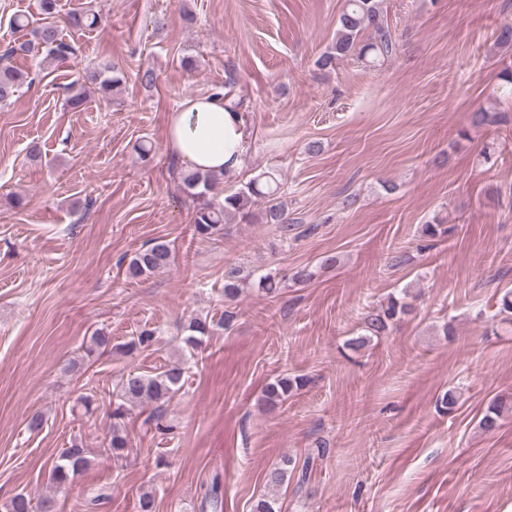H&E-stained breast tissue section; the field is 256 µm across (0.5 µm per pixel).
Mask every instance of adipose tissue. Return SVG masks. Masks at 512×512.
<instances>
[{"instance_id":"adipose-tissue-1","label":"adipose tissue","mask_w":512,"mask_h":512,"mask_svg":"<svg viewBox=\"0 0 512 512\" xmlns=\"http://www.w3.org/2000/svg\"><path fill=\"white\" fill-rule=\"evenodd\" d=\"M245 142L241 113L225 109L223 97L216 94L185 98L167 120L166 148L190 171L237 174Z\"/></svg>"}]
</instances>
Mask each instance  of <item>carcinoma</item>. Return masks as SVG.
I'll use <instances>...</instances> for the list:
<instances>
[{
  "instance_id": "obj_1",
  "label": "carcinoma",
  "mask_w": 512,
  "mask_h": 512,
  "mask_svg": "<svg viewBox=\"0 0 512 512\" xmlns=\"http://www.w3.org/2000/svg\"><path fill=\"white\" fill-rule=\"evenodd\" d=\"M59 0H36L38 19L30 13H17L10 20L11 27L26 30L36 22L35 40H27L10 52L21 51L34 57L43 55L51 60H65L73 54L74 47L65 41L59 32L55 18L58 13ZM69 24L77 30L92 29L98 24V14L86 10H75L69 14ZM396 51V41L381 7V0H345L344 9L338 19L336 41L332 50L322 55L318 65L329 68L336 61L348 56L359 60L372 57L380 60L390 57ZM28 75L9 66H0V102L9 100L21 86L27 82ZM87 81L103 98H108L123 83L120 72L109 60H104L87 76ZM224 176L200 171H187L182 176L185 192L194 202V221L192 235L201 241L212 240L224 235L227 220L240 217L249 223L257 219L261 224H276L283 231L290 228V219L284 206L279 201L280 182L276 173L265 171L253 179L247 186L217 199L215 189ZM172 262V251L167 241L156 239L146 247L137 251L128 263V274L132 278L148 277L167 268ZM259 291L273 297L279 293L282 279L273 274H265L253 279L252 272H244L239 267L224 273V301L234 302L242 291V285L248 281ZM411 305L402 297L391 296L387 303L377 307H368L363 313V334L348 340V348L358 351L365 347L372 338L386 336L390 333L402 316L408 314ZM235 319V313L224 310L219 320L193 318L185 326L187 335L182 342L189 353L197 352L203 338L211 335L215 328H228ZM155 332L144 328L136 336L121 346L126 352L145 350L152 346ZM112 343V337L102 330L91 336L89 345L85 347V356L92 360L101 355ZM184 367L175 364L154 374L130 373L122 379L119 388L112 393L108 417L109 436L104 448L105 454L114 459L122 460L131 448V438L126 429L132 419L135 407L152 406L149 421L155 429L163 433L168 426L163 424L165 405L169 403L183 387ZM308 383L304 376L289 374L278 375L269 381L262 390V400L268 405H278L288 400L294 392ZM512 413V396L498 395L488 405L479 427L484 431H492L499 426L505 415ZM89 459L86 449L76 442L64 449L58 459L51 462L49 474L53 483L64 486L74 481L77 475L87 469ZM5 512H57L56 501L42 498L33 501L28 495L19 493L4 504Z\"/></svg>"
}]
</instances>
